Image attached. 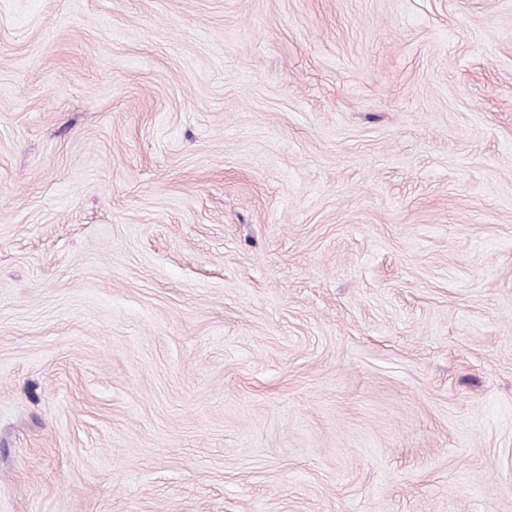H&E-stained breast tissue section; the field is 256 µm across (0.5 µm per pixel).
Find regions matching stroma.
<instances>
[{
	"instance_id": "obj_1",
	"label": "stroma",
	"mask_w": 512,
	"mask_h": 512,
	"mask_svg": "<svg viewBox=\"0 0 512 512\" xmlns=\"http://www.w3.org/2000/svg\"><path fill=\"white\" fill-rule=\"evenodd\" d=\"M0 512H512V0H0Z\"/></svg>"
}]
</instances>
